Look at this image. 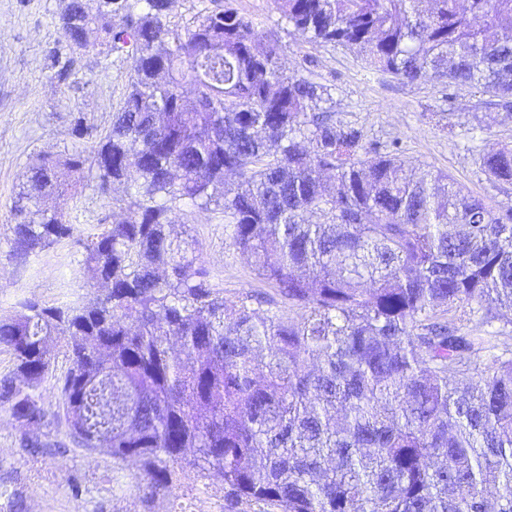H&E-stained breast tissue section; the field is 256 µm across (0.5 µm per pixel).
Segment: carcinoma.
I'll return each instance as SVG.
<instances>
[{
    "mask_svg": "<svg viewBox=\"0 0 512 512\" xmlns=\"http://www.w3.org/2000/svg\"><path fill=\"white\" fill-rule=\"evenodd\" d=\"M97 2L59 0V41L127 52L123 104L103 134L76 118L65 158H30L9 257L73 235L50 200L93 170L101 195L127 196L83 243L80 273L106 292L0 316L14 358L0 409L26 426L64 417L73 443L112 456V483L136 464L148 500L172 494L190 450L224 480V512H512V204L494 209L334 120L330 88L284 74L278 44L229 3L179 33L176 0ZM274 4L311 43L404 83L468 85L512 120V0ZM446 102L450 127L483 130ZM474 163L512 185L511 146ZM184 200L224 213L288 311L262 316L275 298L211 287L193 236L169 230ZM58 342L69 368L51 411Z\"/></svg>",
    "mask_w": 512,
    "mask_h": 512,
    "instance_id": "1",
    "label": "carcinoma"
}]
</instances>
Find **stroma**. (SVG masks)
Instances as JSON below:
<instances>
[{
	"label": "stroma",
	"mask_w": 512,
	"mask_h": 512,
	"mask_svg": "<svg viewBox=\"0 0 512 512\" xmlns=\"http://www.w3.org/2000/svg\"><path fill=\"white\" fill-rule=\"evenodd\" d=\"M59 0H0V314L32 298L45 305L82 298L94 300L98 289L87 287L80 272L82 244L97 233L100 218L112 203L101 196L92 177L74 189L66 207L76 229L24 259L10 258L11 208L24 181L31 156H54L71 150L74 119L84 116L99 131L109 129L120 109L130 77L126 54L100 55L98 49L70 50L58 41ZM238 11L259 32L277 38L287 75L302 74L330 87L335 117L362 128L366 140L398 141L403 155L434 170H442L464 192L491 206L512 202V186L499 188L480 173L460 130H448L439 120L446 94L474 111L480 96L466 86L448 88L428 77L407 85L391 75L368 70L353 51L308 42L283 21L272 0H234ZM61 54L70 68L59 79L51 57ZM176 230L188 231L199 243V259L209 270L214 288L225 298L251 292L274 295L249 260L224 234L220 210H200L176 202ZM27 428L0 410V478L25 497L31 512H224V481L199 477L184 469L172 498L144 504L112 484V459L100 451L76 447L64 425L48 420L35 434L45 443L43 453L25 445Z\"/></svg>",
	"instance_id": "35a3bbf8"
}]
</instances>
